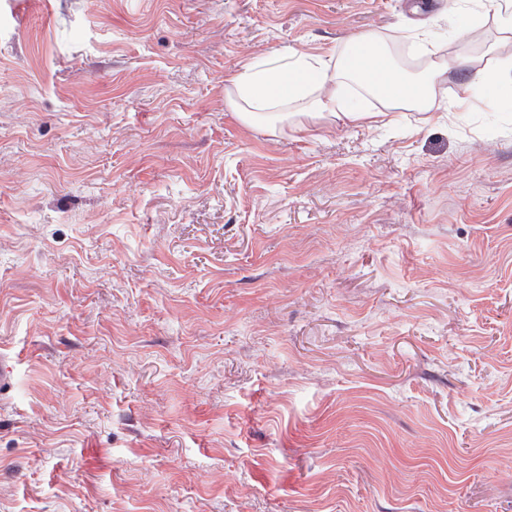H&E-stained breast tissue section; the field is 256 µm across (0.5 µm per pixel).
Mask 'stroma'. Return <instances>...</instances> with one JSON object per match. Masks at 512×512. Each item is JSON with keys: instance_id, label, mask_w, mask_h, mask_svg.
<instances>
[{"instance_id": "obj_1", "label": "stroma", "mask_w": 512, "mask_h": 512, "mask_svg": "<svg viewBox=\"0 0 512 512\" xmlns=\"http://www.w3.org/2000/svg\"><path fill=\"white\" fill-rule=\"evenodd\" d=\"M459 0H0V512H512V44ZM425 29L389 124L224 78Z\"/></svg>"}]
</instances>
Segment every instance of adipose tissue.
Returning a JSON list of instances; mask_svg holds the SVG:
<instances>
[{
    "instance_id": "ef3b65f1",
    "label": "adipose tissue",
    "mask_w": 512,
    "mask_h": 512,
    "mask_svg": "<svg viewBox=\"0 0 512 512\" xmlns=\"http://www.w3.org/2000/svg\"><path fill=\"white\" fill-rule=\"evenodd\" d=\"M463 13L471 37L482 34L486 19H493L504 38L512 39V6L498 0H470ZM418 52L427 56L424 68L406 76L385 48L376 46L374 34L356 37L352 48L341 49L339 56L300 55L288 69L249 64L224 79L227 105L247 122L272 120L285 112L329 116L336 120L365 124L383 120L385 112L417 107L431 109L439 78L455 63L443 54L426 33L408 35ZM359 80L368 92L385 103L384 112H374L355 102L349 83Z\"/></svg>"
}]
</instances>
